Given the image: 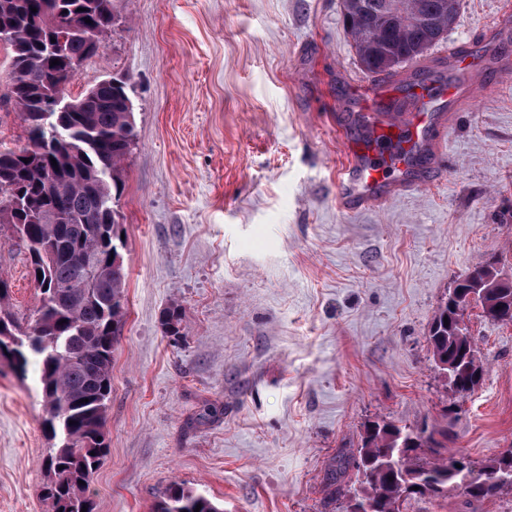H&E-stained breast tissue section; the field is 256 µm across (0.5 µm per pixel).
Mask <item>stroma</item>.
I'll return each mask as SVG.
<instances>
[{
  "mask_svg": "<svg viewBox=\"0 0 512 512\" xmlns=\"http://www.w3.org/2000/svg\"><path fill=\"white\" fill-rule=\"evenodd\" d=\"M504 0H460L449 47L499 39ZM120 23L68 86L125 78L137 138L116 201L128 273L112 359L108 454L95 512H153L178 484L224 512H338L325 472L364 425L446 428L475 461L512 446V325L470 312L487 366L467 396L433 368L427 334L452 282L497 257L512 275V65L448 128L442 173L349 214L336 171L366 134L353 95L373 77L342 0H117ZM0 44V142L26 143ZM0 277L29 318L38 290L0 229ZM178 305L180 335L160 317ZM216 407V416L203 414ZM39 366L0 360V512H50ZM419 512H512V492Z\"/></svg>",
  "mask_w": 512,
  "mask_h": 512,
  "instance_id": "35a3bbf8",
  "label": "stroma"
}]
</instances>
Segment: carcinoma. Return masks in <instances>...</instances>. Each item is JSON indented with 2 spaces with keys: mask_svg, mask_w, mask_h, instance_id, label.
<instances>
[{
  "mask_svg": "<svg viewBox=\"0 0 512 512\" xmlns=\"http://www.w3.org/2000/svg\"><path fill=\"white\" fill-rule=\"evenodd\" d=\"M116 0H0V43L11 49L10 99L22 112L27 143H0V224L10 226L26 254L39 288L34 319L25 324L10 310V286L0 278V349L13 352L26 370L40 366L45 423L59 438L44 464L52 512H94L89 494L93 476L107 453L105 422L112 394V355L126 317V272L119 253L120 195L124 163L137 133L127 84H100L72 98L73 105L51 108L58 86L75 79L73 66L94 57L114 27ZM370 11L350 10L343 19L355 54L372 75L386 48L410 52L415 62L443 39L419 18H436L440 0H365ZM394 15V32L363 43L360 30L374 13ZM59 64L50 65L53 60ZM56 160L57 166L51 165ZM98 256L97 266L87 255ZM480 293L468 300L471 289ZM456 296L442 298L427 341L434 370L465 396L486 372L469 331V309L503 325L512 324V276L494 259L475 265L455 281ZM181 312L166 308L161 326L180 334ZM74 424H69V421ZM327 486L339 505L370 498L376 512L437 499L456 489L483 502L512 492V448L487 461L448 452V430L375 420L364 427L356 448L336 456ZM224 512L195 490L170 487L155 512Z\"/></svg>",
  "mask_w": 512,
  "mask_h": 512,
  "instance_id": "1",
  "label": "carcinoma"
}]
</instances>
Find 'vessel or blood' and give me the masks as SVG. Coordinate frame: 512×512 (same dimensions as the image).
Masks as SVG:
<instances>
[{"mask_svg":"<svg viewBox=\"0 0 512 512\" xmlns=\"http://www.w3.org/2000/svg\"><path fill=\"white\" fill-rule=\"evenodd\" d=\"M512 54V46L482 53L473 66H459L456 53L448 55L446 104L422 98L417 111L405 114L366 115L369 143L352 147L337 175V205L348 213L374 208L399 192L428 180L436 169L437 155L448 139L450 112L476 95L491 91L500 74L499 60ZM406 124L412 135L404 144L390 145L391 127Z\"/></svg>","mask_w":512,"mask_h":512,"instance_id":"b4317fda","label":"vessel or blood"}]
</instances>
